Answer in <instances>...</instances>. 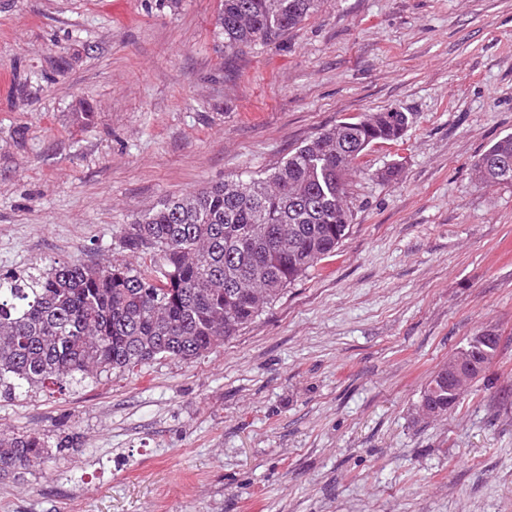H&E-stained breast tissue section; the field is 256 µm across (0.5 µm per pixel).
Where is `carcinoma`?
<instances>
[{"mask_svg":"<svg viewBox=\"0 0 512 512\" xmlns=\"http://www.w3.org/2000/svg\"><path fill=\"white\" fill-rule=\"evenodd\" d=\"M317 2L220 0L224 51L280 39ZM408 124L396 110L348 118L264 177L163 199L122 239L130 253L149 254L147 262H62L0 275V390L80 385L156 359L210 353L339 247L352 218L348 172L369 147L399 140ZM475 173L482 182L512 184V135L482 154ZM499 345L496 335L470 346L469 376L485 372V352ZM455 388L445 363L424 388L427 413L455 408ZM72 447L69 434L1 430L0 472Z\"/></svg>","mask_w":512,"mask_h":512,"instance_id":"carcinoma-1","label":"carcinoma"}]
</instances>
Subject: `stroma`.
Instances as JSON below:
<instances>
[{
	"mask_svg": "<svg viewBox=\"0 0 512 512\" xmlns=\"http://www.w3.org/2000/svg\"><path fill=\"white\" fill-rule=\"evenodd\" d=\"M218 9L0 0V272L131 261L162 199L348 117L413 121L348 175L336 252L221 347L0 396V430L79 438L0 476V512H512V185L474 171L512 134V0H320L233 53ZM484 330L496 361L425 416ZM457 356L454 354L448 358V363L443 364L435 371L424 388L422 395L423 407L430 415H443L455 408L456 402H459L461 399L463 388L472 381L467 376L462 359L455 362ZM451 364L453 366L449 368V371L452 373L457 385L454 379H450L448 365ZM455 388L457 389L456 391Z\"/></svg>",
	"mask_w": 512,
	"mask_h": 512,
	"instance_id": "obj_1",
	"label": "stroma"
}]
</instances>
